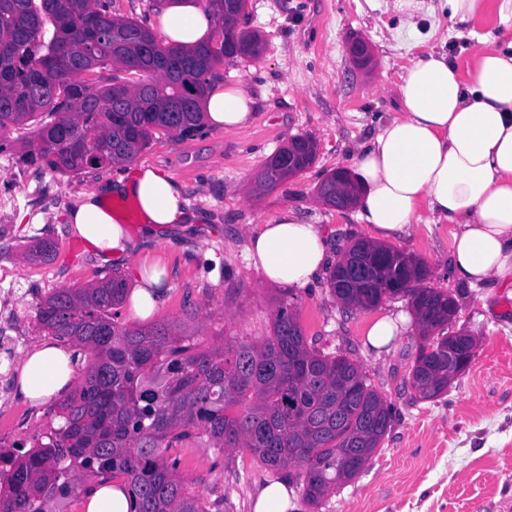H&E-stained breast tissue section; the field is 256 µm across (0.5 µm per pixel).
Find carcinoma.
<instances>
[{"mask_svg":"<svg viewBox=\"0 0 512 512\" xmlns=\"http://www.w3.org/2000/svg\"><path fill=\"white\" fill-rule=\"evenodd\" d=\"M248 0H210L212 40L191 51L160 44L146 21L113 13L114 0H0V132L46 114L20 141L21 157L74 173L132 160L157 134L203 132L199 102L224 62V40L238 57L260 51L257 36L224 26ZM112 66L136 73L129 85ZM296 135L263 166L255 194L310 168L316 151ZM49 261L51 242L28 247ZM355 268L366 271L358 279ZM428 268L386 245L358 240L330 271V293L345 307L368 310L407 299L420 344L410 370L424 400L448 392V369L476 356L470 333H449L448 293L428 285ZM127 283L117 275L84 288H61L37 307L48 335L94 353L74 390L58 404L60 424L21 455L0 456V512H64L83 482L122 480L131 512H208L167 455L191 437L215 448H247L267 469L303 487L311 506L354 479L391 424V407L357 361L327 355L304 336L292 293L280 299L273 333L260 344L223 342L195 351L169 320L148 326L119 321Z\"/></svg>","mask_w":512,"mask_h":512,"instance_id":"carcinoma-1","label":"carcinoma"}]
</instances>
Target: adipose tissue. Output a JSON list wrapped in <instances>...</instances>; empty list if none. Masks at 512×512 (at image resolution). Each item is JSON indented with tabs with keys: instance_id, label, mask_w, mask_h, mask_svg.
<instances>
[{
	"instance_id": "adipose-tissue-1",
	"label": "adipose tissue",
	"mask_w": 512,
	"mask_h": 512,
	"mask_svg": "<svg viewBox=\"0 0 512 512\" xmlns=\"http://www.w3.org/2000/svg\"><path fill=\"white\" fill-rule=\"evenodd\" d=\"M207 0H169L158 17L173 46L192 47L211 34ZM255 101L245 86H211L204 119L215 129L246 125ZM398 110L361 144L354 177L362 188L358 216L370 234L389 239L430 214L452 227L451 273L470 288H512V40L486 38L466 69L429 50L400 77ZM131 201L141 224L130 231L107 198ZM67 220L90 247L127 262L134 281L129 310L146 321L158 311L167 268L142 257L138 235H157L189 220L180 186L144 169L80 193ZM326 230L287 209L249 237L247 259L268 281L293 288L314 282L327 265ZM77 382L70 349L44 341L28 352L16 383L22 398L42 404Z\"/></svg>"
}]
</instances>
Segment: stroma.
Listing matches in <instances>:
<instances>
[{"instance_id": "stroma-1", "label": "stroma", "mask_w": 512, "mask_h": 512, "mask_svg": "<svg viewBox=\"0 0 512 512\" xmlns=\"http://www.w3.org/2000/svg\"><path fill=\"white\" fill-rule=\"evenodd\" d=\"M245 23L262 37L263 53L225 60L218 73L225 85L253 92L257 106L250 125L209 128L194 137L162 134L132 162L82 174L23 163L16 151L0 154V194L15 199L11 210L0 213V268L14 283L13 291L0 293V307L16 312L25 338L16 352H0V371L20 364L42 341L36 305L46 294L124 273L123 265L71 235L66 217L79 193L139 166L173 176L199 218L187 232L163 233L142 244L167 257L160 318L189 322L200 349L229 336L262 342L272 333L284 288L249 264V231L292 208L325 227L335 257L367 239L355 210L318 200L319 183L333 169L352 168L355 147L395 112L397 85L412 61L435 48L465 66L480 37L498 30L491 12L471 23H451L446 0H249ZM354 35L372 47L369 69H357L346 53ZM305 133L318 143L313 166L256 196L255 172L291 137ZM39 240L52 242L54 260L34 261L26 254V244ZM390 244L422 259L432 286L455 299L449 329L478 336L477 355L446 394L420 399L409 382L419 335L405 300L348 311L331 296L324 273L310 287L295 289L308 344L357 360L391 402L393 421L353 481L316 508L294 487L288 512H512V295L452 278L449 225L414 228ZM402 314L407 320L390 349L371 348V323ZM55 411V401L32 405L12 387L0 398V414L21 420L9 433L16 443L46 433ZM171 454L210 512H253L260 491L277 479L245 448H211L190 438Z\"/></svg>"}]
</instances>
